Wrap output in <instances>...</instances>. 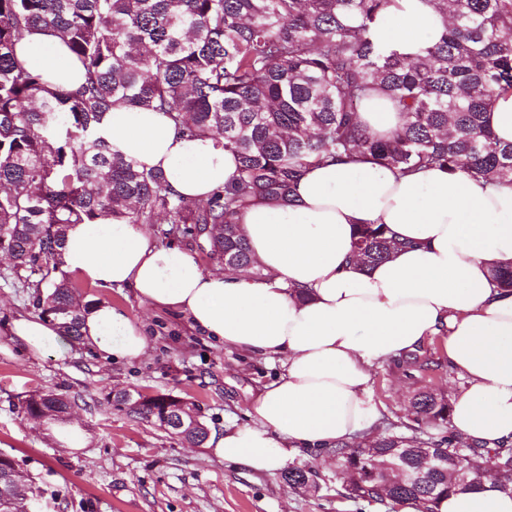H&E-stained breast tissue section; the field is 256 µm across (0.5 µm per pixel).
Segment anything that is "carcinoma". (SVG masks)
Wrapping results in <instances>:
<instances>
[{
  "label": "carcinoma",
  "mask_w": 512,
  "mask_h": 512,
  "mask_svg": "<svg viewBox=\"0 0 512 512\" xmlns=\"http://www.w3.org/2000/svg\"><path fill=\"white\" fill-rule=\"evenodd\" d=\"M450 12L440 38L412 58L381 45L374 28L391 0H0V253L13 279L39 276L34 303L77 339L85 307L62 268L71 224L111 219L195 236L224 270H262L237 216L257 200H279L311 166L355 154L402 176L426 167L497 179L512 187V142L498 140L484 114L512 89V0H429ZM59 34L82 64L75 88L53 86L16 56L27 31ZM377 88L403 116L387 135L371 133L358 112ZM123 103L165 113L183 134L212 137L237 156L236 178L204 201L175 194L159 172L112 151L97 126ZM355 251L362 263L386 259L401 243L383 224H365ZM118 408L165 430L181 399L126 393ZM70 401L38 392L24 402L31 419L61 421ZM450 404L433 391L412 401L413 421L444 422ZM477 449L452 433L437 440L391 433L364 448H336L349 490L380 505L414 501L438 512L458 483L447 473ZM493 478L512 480V448L493 451ZM292 469V487L313 481ZM19 476L0 498L37 495Z\"/></svg>",
  "instance_id": "obj_1"
}]
</instances>
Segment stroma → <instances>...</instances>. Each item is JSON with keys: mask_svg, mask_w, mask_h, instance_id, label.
<instances>
[{"mask_svg": "<svg viewBox=\"0 0 512 512\" xmlns=\"http://www.w3.org/2000/svg\"><path fill=\"white\" fill-rule=\"evenodd\" d=\"M12 263L0 255V454L30 475L44 491L31 512H402L348 496L335 464L301 452L294 465L314 467L315 484L292 487L282 473L264 475L224 462L207 446H193L156 425L132 417L105 396L125 390L170 394L194 407L209 432L247 420L253 393L282 369L227 350L193 331L186 318L150 310L129 288L72 282L82 302H108L143 322L151 348L140 361L112 363L94 350L65 340L60 350L35 355L11 335L20 316H38L34 288L10 281ZM464 384L448 365L440 337L410 356L372 370V396L382 426L410 423L415 394L445 397ZM54 392L72 402L67 422L77 424L84 444L64 448L46 422L23 412L35 392Z\"/></svg>", "mask_w": 512, "mask_h": 512, "instance_id": "1", "label": "stroma"}]
</instances>
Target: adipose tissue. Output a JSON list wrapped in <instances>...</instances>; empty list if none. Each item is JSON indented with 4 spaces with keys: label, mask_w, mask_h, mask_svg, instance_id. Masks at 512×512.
<instances>
[{
    "label": "adipose tissue",
    "mask_w": 512,
    "mask_h": 512,
    "mask_svg": "<svg viewBox=\"0 0 512 512\" xmlns=\"http://www.w3.org/2000/svg\"><path fill=\"white\" fill-rule=\"evenodd\" d=\"M449 21L430 0H392L375 36L413 56ZM16 55L53 84L84 80L53 33L26 32ZM359 117L379 135L402 123L375 89ZM98 133L191 199L206 198L237 171L233 152L209 137L183 136L161 112L119 104ZM238 222L261 275L205 271L185 250L109 220L69 225L62 248L65 271L100 288H132L149 308L185 315L224 348L280 361L282 374L258 391L247 422L210 437L216 456L272 474L301 451L324 453L368 433L381 417L374 365L435 336L465 381L450 401L456 433L482 450L512 446V291L491 284L494 270L512 268V188L439 167L400 176L357 154L310 167L286 200L255 202ZM362 224L386 225L400 243L368 268L355 257ZM11 332L36 354L63 341L56 324L35 317L14 319ZM81 334L110 360L148 353L143 325L108 302L90 310ZM440 510L512 512V490L487 480L451 494Z\"/></svg>",
    "instance_id": "obj_1"
}]
</instances>
